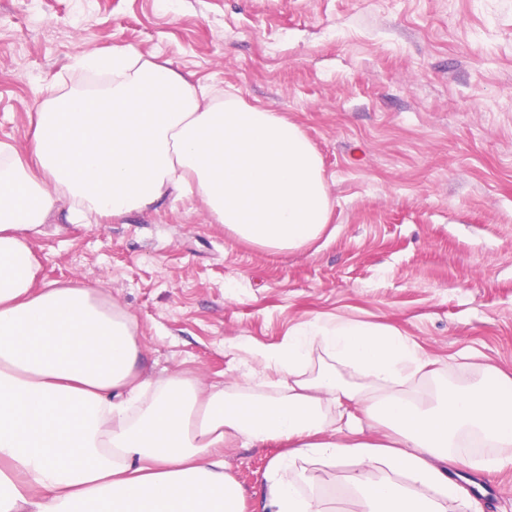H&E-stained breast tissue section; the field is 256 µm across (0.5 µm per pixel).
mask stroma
<instances>
[{
    "label": "stroma",
    "mask_w": 512,
    "mask_h": 512,
    "mask_svg": "<svg viewBox=\"0 0 512 512\" xmlns=\"http://www.w3.org/2000/svg\"><path fill=\"white\" fill-rule=\"evenodd\" d=\"M131 49L297 123L322 158L330 233L273 253L198 197L118 219L56 211L31 248L46 281L97 286L133 315L138 368L244 382L250 349L315 315L393 324L432 380L512 369V0H0V141L93 85L86 53ZM279 445L227 448L263 512ZM448 512H512V468H460Z\"/></svg>",
    "instance_id": "obj_1"
}]
</instances>
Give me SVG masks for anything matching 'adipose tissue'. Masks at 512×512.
<instances>
[{
    "label": "adipose tissue",
    "mask_w": 512,
    "mask_h": 512,
    "mask_svg": "<svg viewBox=\"0 0 512 512\" xmlns=\"http://www.w3.org/2000/svg\"><path fill=\"white\" fill-rule=\"evenodd\" d=\"M80 62L111 86L38 110L25 149L0 141V512H243L220 450L272 443L284 450L264 512H326L312 463L348 464L360 512H448L454 449L512 447L511 375L422 390L427 363L400 328L316 316L253 350L277 394L153 382L133 315L92 286L43 283L30 242L62 201L79 224L195 195L236 238L278 252L311 247L332 208L320 155L280 113L130 49ZM316 346L328 362L314 372Z\"/></svg>",
    "instance_id": "ef3b65f1"
}]
</instances>
